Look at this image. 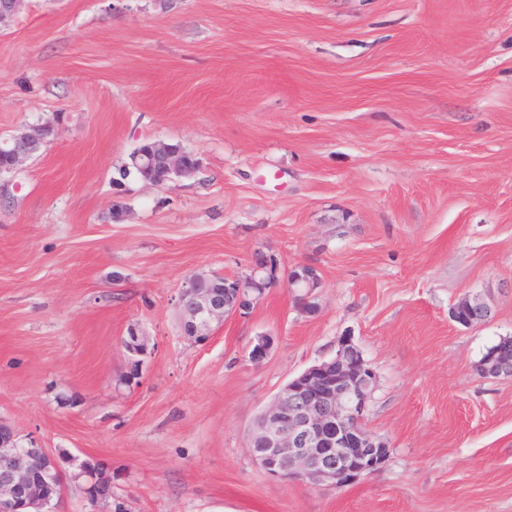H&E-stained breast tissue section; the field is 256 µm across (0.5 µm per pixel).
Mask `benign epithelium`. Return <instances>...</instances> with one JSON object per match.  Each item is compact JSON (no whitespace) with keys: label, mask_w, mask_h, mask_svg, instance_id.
Instances as JSON below:
<instances>
[{"label":"benign epithelium","mask_w":512,"mask_h":512,"mask_svg":"<svg viewBox=\"0 0 512 512\" xmlns=\"http://www.w3.org/2000/svg\"><path fill=\"white\" fill-rule=\"evenodd\" d=\"M22 0H0V24L12 20ZM0 155L7 161L0 174L18 170L30 158L25 142L18 137L0 142ZM143 160L161 163L167 183L199 169L200 158L181 150L160 158ZM284 284L300 304L310 307V298L320 286L314 268L298 264L282 265L274 253H258L249 272L224 278L228 298L219 301L202 287V276L185 278L177 307L184 334L195 342H204L214 327L229 317L243 318L251 313L271 289ZM490 308L481 300L464 298L452 310L453 319L471 325L487 319ZM485 377H512V362L491 355L479 366ZM376 387V375L349 336L337 344L334 357L315 364L285 384L258 416L249 434L248 448L260 444L264 451L254 453L269 475L284 479L312 481L330 488L352 484L377 470L387 459L388 444L367 429L365 413ZM76 477L92 481L90 503L112 499V480L96 471L89 459L74 460ZM59 470L56 457L46 448L21 445L14 427L0 421V512H50L54 493V475Z\"/></svg>","instance_id":"benign-epithelium-1"}]
</instances>
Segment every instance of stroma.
I'll return each instance as SVG.
<instances>
[{"label": "stroma", "instance_id": "stroma-1", "mask_svg": "<svg viewBox=\"0 0 512 512\" xmlns=\"http://www.w3.org/2000/svg\"><path fill=\"white\" fill-rule=\"evenodd\" d=\"M40 123L0 177V418L55 454V512H512V377L478 372L512 339V0H25L0 136ZM147 142L203 166L153 186L126 171ZM268 251L316 269L311 309L281 285L185 336V277ZM465 297L490 318L456 322ZM345 336L389 457L336 489L269 476L249 427ZM76 478L87 477L92 481L94 487L93 494L87 496L89 503H95L97 506L99 503L112 500V480L107 479L103 473L95 471L97 468L96 464L90 459H74Z\"/></svg>", "mask_w": 512, "mask_h": 512}]
</instances>
